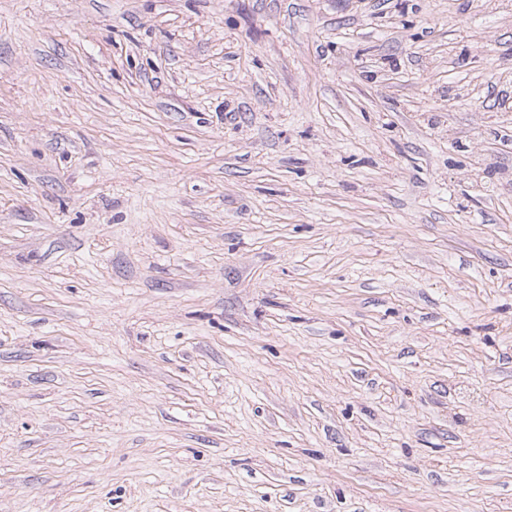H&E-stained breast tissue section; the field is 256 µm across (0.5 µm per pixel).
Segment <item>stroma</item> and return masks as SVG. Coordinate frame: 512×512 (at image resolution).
Segmentation results:
<instances>
[{"label": "stroma", "instance_id": "obj_1", "mask_svg": "<svg viewBox=\"0 0 512 512\" xmlns=\"http://www.w3.org/2000/svg\"><path fill=\"white\" fill-rule=\"evenodd\" d=\"M0 512H512V0H0Z\"/></svg>", "mask_w": 512, "mask_h": 512}]
</instances>
